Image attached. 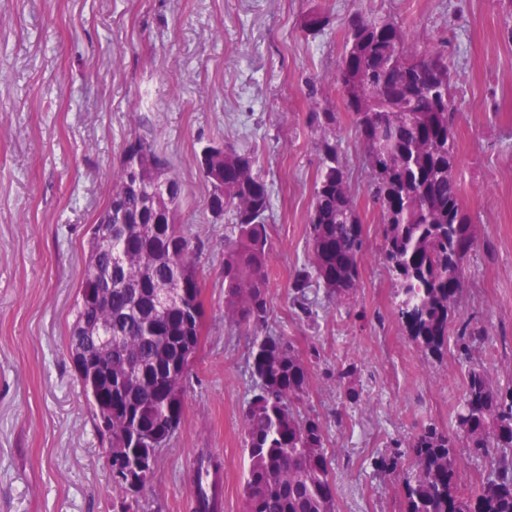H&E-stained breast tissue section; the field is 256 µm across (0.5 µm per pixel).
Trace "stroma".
Instances as JSON below:
<instances>
[{
    "mask_svg": "<svg viewBox=\"0 0 512 512\" xmlns=\"http://www.w3.org/2000/svg\"><path fill=\"white\" fill-rule=\"evenodd\" d=\"M357 12L406 22L415 47L448 49L455 180L476 231L456 313L487 330L465 358L426 359L395 316L353 117L330 89ZM314 13L330 23L308 39ZM511 27L512 0H0V512H112L120 497L67 346L89 229L135 136L153 140L182 184L205 308L184 417L136 512H193L196 465L211 457L224 471L222 512L243 508L251 338L224 319L232 217L209 210L196 162L222 142L251 153L270 189L266 332L311 371L298 408L326 425L337 512H402L375 458L425 424L453 426L470 368L512 386ZM326 108L369 252L356 293L322 301L309 321L290 284L307 258L319 167L304 117Z\"/></svg>",
    "mask_w": 512,
    "mask_h": 512,
    "instance_id": "stroma-1",
    "label": "stroma"
}]
</instances>
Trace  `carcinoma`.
Listing matches in <instances>:
<instances>
[{"mask_svg": "<svg viewBox=\"0 0 512 512\" xmlns=\"http://www.w3.org/2000/svg\"><path fill=\"white\" fill-rule=\"evenodd\" d=\"M320 14L307 18L305 36L325 30ZM445 46H411L410 30L361 13L344 22L337 91L353 115L370 173L369 199L380 214L379 261L395 281L396 314L428 359L461 356L481 330L462 323L451 335L454 306L475 244L454 178L453 126ZM317 134L320 169L308 221L307 263L290 288L295 309L313 314L308 293L322 288L335 301L359 288L367 234L356 210L336 137L334 111L309 112ZM214 163L224 171V196L211 187L209 209L232 215L224 236V319L253 336L255 388L242 410L248 466L244 512H336L326 427L297 407L311 372L267 324L269 187L253 158L230 144ZM182 191L168 158L153 144L130 140L112 176L108 205L92 225L69 334L96 364L76 367L95 431L113 449L112 485L123 494L121 512H133L129 475L146 488L161 444L155 427L176 431L184 389L199 352L205 309L199 248L179 224ZM454 435L434 423L380 456L377 469L401 486L403 512H512V390L492 387L471 369L454 413ZM482 460L491 478L478 490L459 491L455 440Z\"/></svg>", "mask_w": 512, "mask_h": 512, "instance_id": "cac0c4a2", "label": "carcinoma"}]
</instances>
